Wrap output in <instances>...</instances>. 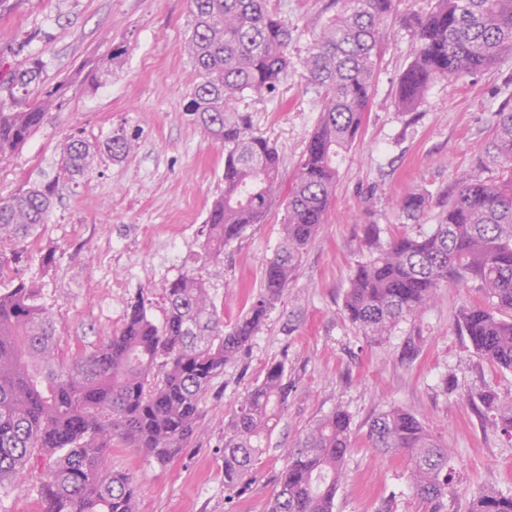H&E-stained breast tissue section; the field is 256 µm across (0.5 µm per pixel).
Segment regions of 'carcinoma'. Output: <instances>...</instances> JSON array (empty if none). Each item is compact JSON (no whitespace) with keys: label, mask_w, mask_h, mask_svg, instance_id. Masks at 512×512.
Here are the masks:
<instances>
[{"label":"carcinoma","mask_w":512,"mask_h":512,"mask_svg":"<svg viewBox=\"0 0 512 512\" xmlns=\"http://www.w3.org/2000/svg\"><path fill=\"white\" fill-rule=\"evenodd\" d=\"M194 17L186 49L194 79L187 111L205 136L224 146V194L211 205L205 249L214 258L260 223L279 193L277 147L252 131L250 116L230 101L251 92H274L288 74V23L270 0H191ZM312 48L301 59L321 99L294 182L284 199L283 240L267 263L260 291L233 325H224L211 288L186 272L167 282L163 322L149 317L142 296L125 305L121 328L97 349L75 350L67 364L49 309L23 280L0 292V485L17 478L37 451L49 459L40 487L42 512H134L131 478L107 463L112 447L142 448L162 464L202 431L203 402L224 367L252 345L258 327L281 300L304 252L325 223L344 153L368 112L376 68L379 25L395 0H332ZM413 60L401 74L398 106L410 111L438 80L456 81L489 68L512 51V0H435L414 18ZM41 63L12 74L18 89L40 81ZM63 85L42 93L24 110L0 103V159L24 144L61 104ZM135 148L123 132L103 145L114 161ZM98 147L78 135L60 143V166L72 177L91 167ZM485 153L501 170L488 179L470 174L451 196L432 231L402 232L377 244L350 276L343 311L376 340L416 317L445 285L476 281L486 302L463 307L456 326L477 355L512 371V107L495 113ZM55 185H33L0 201V246L22 261L45 224ZM429 199L418 192L400 201L420 219ZM285 361L265 367L224 425V489L241 492L256 479V461L288 405ZM495 414L512 436V399L489 388L468 394ZM370 447L402 454L408 479L427 503L448 488L450 450L412 412L391 407L375 416ZM352 418L338 407L288 449L267 512H333L352 448ZM468 512H512V493L484 490Z\"/></svg>","instance_id":"obj_1"}]
</instances>
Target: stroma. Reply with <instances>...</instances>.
I'll return each mask as SVG.
<instances>
[{"instance_id":"35a3bbf8","label":"stroma","mask_w":512,"mask_h":512,"mask_svg":"<svg viewBox=\"0 0 512 512\" xmlns=\"http://www.w3.org/2000/svg\"><path fill=\"white\" fill-rule=\"evenodd\" d=\"M328 2L271 0L293 31L292 64L277 95L237 103L250 113L254 133L278 148L287 183L319 117L299 60L327 19ZM431 7V0H397L381 26L370 107L340 167L326 222L250 349L215 380L200 436L163 465L138 448L113 449L108 463L132 477L135 512H266L285 449L339 406L352 416L355 449L334 512H430L407 479L405 458L368 445L370 420L392 406L417 414L451 451L440 512H466L489 488L512 492V440L481 421L467 399L487 386L512 396V372L473 353L456 329L459 310L483 298L477 284L440 288L417 317L378 341L342 312L351 271L371 253L365 225L377 226L383 244L402 227L430 231L458 180L480 167L486 177L498 175L484 145L512 95V52L484 72L434 82L414 110L397 106L400 76L413 59V19ZM191 21L189 0H7L0 10V102L21 109L46 89L66 87L62 106L0 159V199L57 183L47 222L17 275L38 288L64 352L97 347L120 328L126 301L138 295L162 323L164 288L185 271L207 282L225 324H233L282 240L284 209L277 203L225 246L223 259H210L203 248L209 207L224 192V148L186 110ZM34 59L41 81L12 89L11 72ZM119 130L137 137L128 158L100 156L74 180L61 172L64 137L78 132L100 145ZM411 190L429 199L417 222L398 206ZM412 338L421 349L409 363L401 351ZM280 359L293 383L288 408L256 463V481L225 502L224 424L267 363ZM45 471L44 463H28L8 494L0 493V512H40Z\"/></svg>"}]
</instances>
